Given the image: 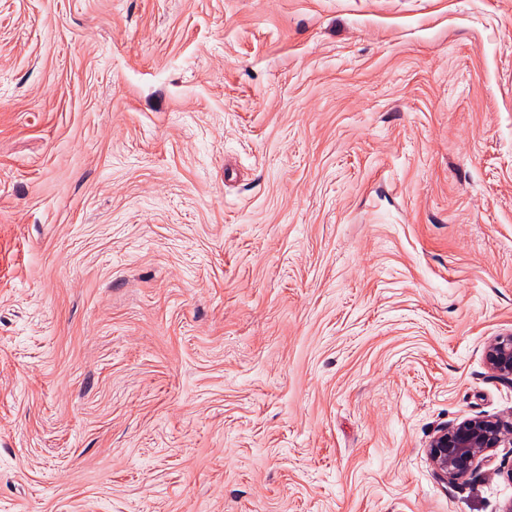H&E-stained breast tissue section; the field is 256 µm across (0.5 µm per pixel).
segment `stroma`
<instances>
[{
	"label": "stroma",
	"instance_id": "1",
	"mask_svg": "<svg viewBox=\"0 0 512 512\" xmlns=\"http://www.w3.org/2000/svg\"><path fill=\"white\" fill-rule=\"evenodd\" d=\"M512 0H0V512H502ZM485 353L488 368L498 377L512 381V334L495 337ZM501 446L512 447V424L479 415L438 430L428 443L427 457L438 477L451 483L474 472Z\"/></svg>",
	"mask_w": 512,
	"mask_h": 512
}]
</instances>
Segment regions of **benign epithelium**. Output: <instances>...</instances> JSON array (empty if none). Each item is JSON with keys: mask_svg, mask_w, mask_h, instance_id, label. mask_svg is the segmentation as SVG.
Segmentation results:
<instances>
[{"mask_svg": "<svg viewBox=\"0 0 512 512\" xmlns=\"http://www.w3.org/2000/svg\"><path fill=\"white\" fill-rule=\"evenodd\" d=\"M488 368L512 381V334L497 336L486 347ZM512 447V424L479 415L438 430L427 446L428 460L438 477L448 483L474 472L499 447Z\"/></svg>", "mask_w": 512, "mask_h": 512, "instance_id": "1", "label": "benign epithelium"}]
</instances>
